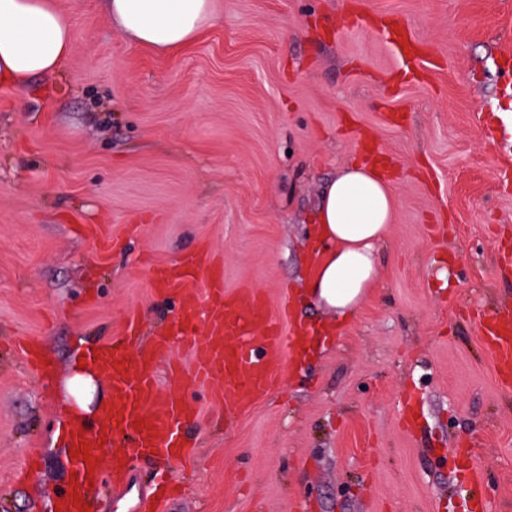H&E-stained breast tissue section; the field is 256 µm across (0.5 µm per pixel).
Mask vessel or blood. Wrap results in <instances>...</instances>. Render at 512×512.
<instances>
[{
	"instance_id": "1",
	"label": "vessel or blood",
	"mask_w": 512,
	"mask_h": 512,
	"mask_svg": "<svg viewBox=\"0 0 512 512\" xmlns=\"http://www.w3.org/2000/svg\"><path fill=\"white\" fill-rule=\"evenodd\" d=\"M151 281L158 292L180 298V317L173 334L154 337L152 343L129 355L139 339L140 315L130 310L120 342L85 348V358L106 372L112 398L95 427L65 424L70 447L89 446L88 461H77L79 485L109 477L113 496L136 493L137 512H163L176 468L193 460L196 451L183 440V427L194 409L179 392H163L157 377L160 360L173 337L189 341L194 365L180 380L181 389L204 390L212 405L226 411L244 410L264 395L277 379L287 349L297 348L304 325L281 324L256 294L226 295L224 268L211 255L196 251L175 263L152 267ZM208 334L195 341L197 322ZM481 333L494 370L503 386L512 385V304L501 305L495 316L481 324ZM130 439V448L114 454L109 474H102L97 453L109 436ZM149 458L165 461L152 491L134 490L132 464Z\"/></svg>"
}]
</instances>
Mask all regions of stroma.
I'll return each instance as SVG.
<instances>
[{"label":"stroma","instance_id":"35a3bbf8","mask_svg":"<svg viewBox=\"0 0 512 512\" xmlns=\"http://www.w3.org/2000/svg\"><path fill=\"white\" fill-rule=\"evenodd\" d=\"M74 51L0 85V512H53L77 342L171 329L150 268L203 248L228 293L306 323L305 243L324 184L370 143L396 210L357 316L252 408L202 394L186 494L167 512H462L468 445L490 512H512V390L481 316L512 303V0H217L170 54L112 29L104 0H49ZM401 19L418 54L379 29ZM32 339L50 377L6 345Z\"/></svg>","mask_w":512,"mask_h":512}]
</instances>
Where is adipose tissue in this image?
<instances>
[{"label": "adipose tissue", "instance_id": "adipose-tissue-1", "mask_svg": "<svg viewBox=\"0 0 512 512\" xmlns=\"http://www.w3.org/2000/svg\"><path fill=\"white\" fill-rule=\"evenodd\" d=\"M215 0H106L114 29L135 44L171 51L192 42L210 23ZM73 51L70 21L48 0H0V84L24 89L36 75L58 72ZM389 180L355 161L328 182L314 214L304 295L343 323L375 288L378 253L394 216ZM100 374L76 370L65 389L71 420L100 411Z\"/></svg>", "mask_w": 512, "mask_h": 512}]
</instances>
